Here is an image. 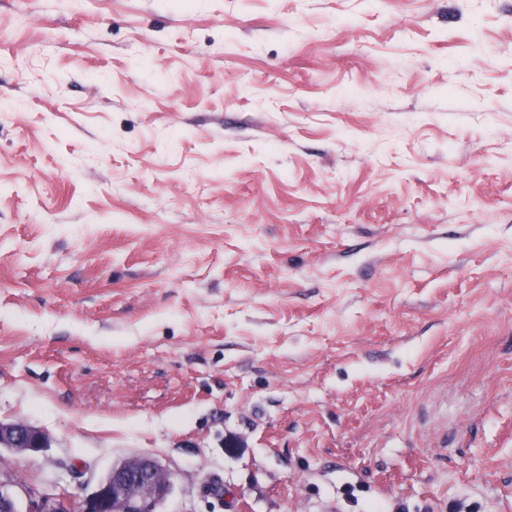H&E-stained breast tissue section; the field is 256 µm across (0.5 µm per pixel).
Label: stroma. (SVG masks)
<instances>
[{"label":"stroma","mask_w":512,"mask_h":512,"mask_svg":"<svg viewBox=\"0 0 512 512\" xmlns=\"http://www.w3.org/2000/svg\"><path fill=\"white\" fill-rule=\"evenodd\" d=\"M0 453L166 512H512V0H0ZM49 445L46 433L23 421H0V451L22 454L38 452ZM12 487L9 479L0 478V512H163L161 505L173 492L174 480L158 459L143 454L113 464L85 495L29 492L24 507Z\"/></svg>","instance_id":"stroma-1"}]
</instances>
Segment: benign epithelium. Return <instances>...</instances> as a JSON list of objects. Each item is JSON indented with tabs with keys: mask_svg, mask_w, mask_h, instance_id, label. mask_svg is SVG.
Listing matches in <instances>:
<instances>
[{
	"mask_svg": "<svg viewBox=\"0 0 512 512\" xmlns=\"http://www.w3.org/2000/svg\"><path fill=\"white\" fill-rule=\"evenodd\" d=\"M49 445L46 433L23 421H0V451L22 454ZM172 473L151 455H135L112 468L88 494H28V504L0 478V512H162L173 492Z\"/></svg>",
	"mask_w": 512,
	"mask_h": 512,
	"instance_id": "1",
	"label": "benign epithelium"
}]
</instances>
